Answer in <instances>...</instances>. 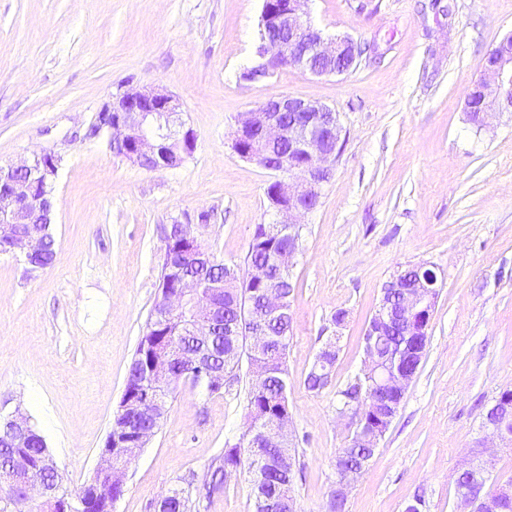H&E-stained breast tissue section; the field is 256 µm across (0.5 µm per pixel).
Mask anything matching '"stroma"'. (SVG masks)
Here are the masks:
<instances>
[{
    "label": "stroma",
    "instance_id": "1",
    "mask_svg": "<svg viewBox=\"0 0 512 512\" xmlns=\"http://www.w3.org/2000/svg\"><path fill=\"white\" fill-rule=\"evenodd\" d=\"M262 0H0V165L51 152L56 259L33 272L0 254V410L21 408L64 484L92 477L128 365L159 296L161 227L191 221L202 244L243 263L275 220L276 174L232 149L241 114L288 95L334 109L346 145L305 220L293 275L288 399L301 467L300 512H325L349 444L337 390L358 373L364 328L391 276L410 264L443 277L426 356L346 512H458L456 479L487 410L512 389V115L473 127L467 94L512 33V0H310L313 24L362 49L356 68H295L242 80ZM164 89L197 135L176 169L148 171L84 132L121 84ZM346 309V327L332 316ZM339 335L332 382L305 379ZM241 367L211 395L179 384L126 469L114 512H154L188 474L204 476L251 418ZM191 512H254L248 474L192 498Z\"/></svg>",
    "mask_w": 512,
    "mask_h": 512
}]
</instances>
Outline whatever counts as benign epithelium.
Returning <instances> with one entry per match:
<instances>
[{"label":"benign epithelium","mask_w":512,"mask_h":512,"mask_svg":"<svg viewBox=\"0 0 512 512\" xmlns=\"http://www.w3.org/2000/svg\"><path fill=\"white\" fill-rule=\"evenodd\" d=\"M307 4L308 0H283L279 4L273 0H263L261 18L269 35L261 42L254 66L248 72L257 78H265L285 67L297 68L317 77L347 73V69L339 66L338 62L346 58L354 41L349 37L324 35L311 24ZM486 81L491 91L485 115L488 120L496 114L512 110V58L486 64ZM178 109L179 102L171 93L129 86L102 106L96 115V124L99 130L107 131L110 139L123 148L131 139H136L131 161L138 165L154 152L161 140L184 145L191 142V130L180 134L172 130L171 118ZM285 112L295 113L296 118L288 123L283 122ZM244 139L253 141L257 150L240 152L239 143ZM284 139L288 140L292 151L305 158L304 162L288 166L282 161L277 167L268 164L263 148ZM343 144L334 109L290 96L269 99L241 117L233 139V149L240 157L255 160L264 168L281 174L273 182L270 200L277 217L276 223L282 225L291 238L294 237V230L303 228L301 219L317 208ZM54 160L55 155L42 153L31 161L0 166V237L8 243L7 252H20L28 261L41 247L40 239L31 233L29 225L52 223L51 200L47 193L39 192V187L56 178L58 168ZM164 240L163 267L166 274L178 277V290L167 297L154 312V317L156 321L164 323L188 312L195 325L200 327L201 334L208 337L214 330V293L223 287V281L200 282L180 276L186 262L197 265L210 263L209 251L198 238H189L190 248L187 250L174 248L167 235ZM301 250L302 245L295 243L277 251L273 265L281 272L293 270ZM414 269L421 276L413 278V283L405 290V298L396 302H381L368 326L361 373L371 379L370 385L365 392L338 410L340 417L347 420L348 427H359L374 448L379 445L381 433L371 425L362 424V419L381 398L394 397L393 408L399 409L425 355L426 344L421 339L416 340V345L406 356L409 369L392 376L382 365V360L375 357L373 340L386 336L395 322L408 328L418 325L421 331H426L430 323L427 313L435 308L439 296L441 273L438 267L418 263ZM249 341L255 350H264L270 344L267 330L257 317L251 320ZM202 356L201 350L187 352L173 346L168 350L167 360H178L186 366H194L200 363ZM176 383L177 378L167 364H152L144 368L139 379L138 396L133 400L121 398L119 409L129 415V421L123 428L109 431L95 469L98 475H110L109 466L114 463L124 469L139 456L151 436L144 428L137 426L138 421L152 416V407L172 395ZM0 420L3 421L0 427L12 437L15 446L23 447L29 431V418L14 412L1 415ZM482 430L484 436L477 442L482 452L500 444H509L508 436L497 423L487 419ZM251 442L259 451L264 448H284L292 444L291 429L271 423L254 431ZM465 472L474 476L475 483L471 489L461 492L459 512H493L492 498L485 491L486 478L482 470L473 464ZM354 484L353 473L343 462H337L336 495L347 496ZM4 487L8 492V512H19L22 505L25 512H77L78 506L84 504L86 495L99 497L93 482L85 484L78 495L50 487L38 478L30 479L18 488L8 483Z\"/></svg>","instance_id":"7a95c632"}]
</instances>
